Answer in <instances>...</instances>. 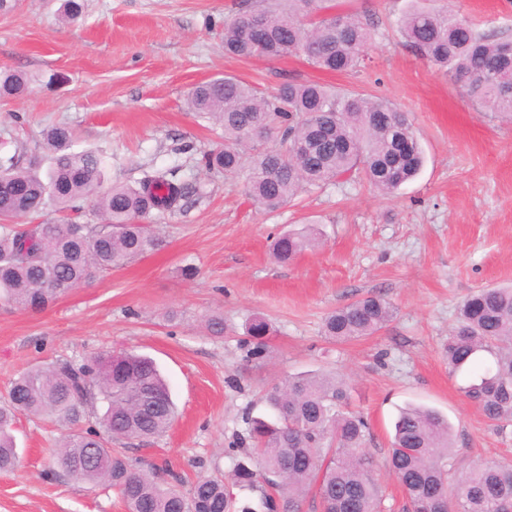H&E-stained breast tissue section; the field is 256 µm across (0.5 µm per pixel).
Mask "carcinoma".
<instances>
[{"mask_svg": "<svg viewBox=\"0 0 512 512\" xmlns=\"http://www.w3.org/2000/svg\"><path fill=\"white\" fill-rule=\"evenodd\" d=\"M319 0H259L224 19V52L240 59L300 55L316 68L355 73L374 40V23L336 14ZM263 19L264 38L252 40V16ZM405 44L421 59L467 88L490 112L512 119V39L480 33L450 10L413 5L400 21ZM29 80L0 72V98H22ZM190 111L224 128V148L204 156L209 172L234 175L251 151L247 194L275 211L301 190L343 177L363 176L384 195L395 194L421 170L420 140L406 113L361 93L317 82L288 81L265 94L233 76L200 83L188 95ZM280 136L277 147L260 140ZM51 152L38 159L0 157V302L40 311L61 293L94 274L118 269L158 251L161 238L143 223L154 212L183 209L199 189L177 167L149 168L132 184L109 181L99 152L72 150V133L55 125L44 133ZM91 200L106 223L53 222L8 229L4 222L37 213L49 203L74 211ZM315 242L314 229L280 236L274 244L286 262ZM50 265L54 278L46 276ZM393 306L380 295L358 298L329 313L324 336L346 343L371 336L391 321ZM269 323L254 317L247 327L251 354L262 356ZM493 358L461 388L490 420L512 423V287L482 288L460 305L458 325L443 354L455 373ZM347 390L336 378L289 376L266 394L273 418H249L252 448L235 464L231 486L261 491L259 509L230 492L224 478L201 476L187 492L165 486L156 466L137 469L112 453L101 433L115 439L159 437L176 407L155 362L127 352L102 353L82 364L55 363L22 372L9 404L0 407V472L18 466L12 425L21 414L69 427L54 465L77 483H107L126 512H302L315 492L321 512H381L378 462L366 448L369 424L346 408ZM102 404L100 428H82L87 407ZM455 450L448 420L421 406L403 409L395 423L387 467L403 487L407 512H512V465L475 464L453 476Z\"/></svg>", "mask_w": 512, "mask_h": 512, "instance_id": "1", "label": "carcinoma"}]
</instances>
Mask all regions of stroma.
I'll list each match as a JSON object with an SVG mask.
<instances>
[{"instance_id":"stroma-1","label":"stroma","mask_w":512,"mask_h":512,"mask_svg":"<svg viewBox=\"0 0 512 512\" xmlns=\"http://www.w3.org/2000/svg\"><path fill=\"white\" fill-rule=\"evenodd\" d=\"M420 3L453 7L486 33L512 31V0ZM241 4L85 0L74 23L62 19L61 0H10L0 10V70L31 81L26 96L0 99L1 155L41 153L44 131L64 124L74 150L108 156L112 181L134 182L149 165L177 166L201 191L186 210L150 216L164 239L160 251L96 276L43 311L0 305V403L34 366L113 350L149 356L178 416L160 437L111 446L135 466L165 467L168 482L186 490L198 476L232 470L229 450L246 438L247 415L267 413L272 386L288 375L333 374L370 424L383 512H405L384 464L407 405L448 418L457 468L512 462V425L499 427L463 396L472 373H450L442 352L465 297L512 285V122L474 104L404 45L398 24L411 0H332L334 11L377 26L352 75L294 55H225L224 19ZM224 75L266 93L314 80L387 100L407 113L425 166L392 196L342 180L267 211L244 195L246 172L228 180L199 166L204 152L223 148L224 130L190 112L188 94ZM308 222L322 245L275 260L273 240ZM187 266L193 277L183 276ZM368 294L394 305L392 321L350 343L327 340L325 316ZM255 314L272 326L260 358L244 329ZM212 315L222 318L221 333L207 328ZM13 434L19 465L0 473V512H125L112 486L75 483L54 466L49 451L65 434L61 426L22 416Z\"/></svg>"}]
</instances>
